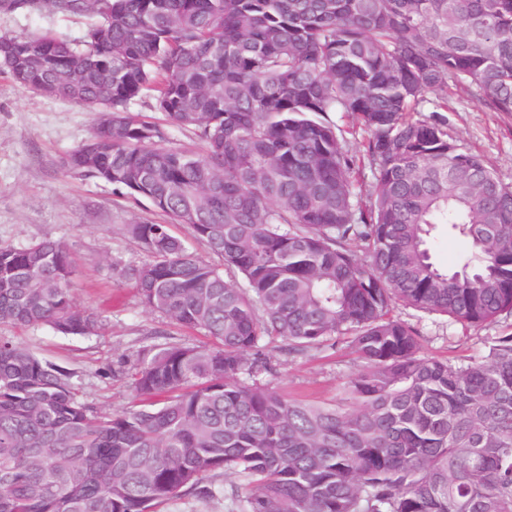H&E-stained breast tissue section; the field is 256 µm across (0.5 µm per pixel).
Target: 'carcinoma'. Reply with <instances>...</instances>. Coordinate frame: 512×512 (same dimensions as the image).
I'll list each match as a JSON object with an SVG mask.
<instances>
[{"instance_id": "carcinoma-1", "label": "carcinoma", "mask_w": 512, "mask_h": 512, "mask_svg": "<svg viewBox=\"0 0 512 512\" xmlns=\"http://www.w3.org/2000/svg\"><path fill=\"white\" fill-rule=\"evenodd\" d=\"M45 9L90 23L77 41L0 35V66L100 111L63 166L169 219L127 225L146 260L120 275L212 343L156 348L133 404L108 414L74 373L0 340V512H155L215 494L216 470L244 478V512H512V333L455 365L420 356L393 316L512 315V186L444 115L453 88L512 115V0H0ZM149 95L200 149L129 111ZM333 113L361 131L360 154ZM439 225L470 239L457 271L431 262ZM72 273L63 241L0 247V324L96 334L102 313L76 303ZM340 336L361 365L336 403L253 380L264 339L292 354Z\"/></svg>"}]
</instances>
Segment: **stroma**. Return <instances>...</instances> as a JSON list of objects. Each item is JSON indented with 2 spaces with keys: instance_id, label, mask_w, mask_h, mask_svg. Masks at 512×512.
I'll use <instances>...</instances> for the list:
<instances>
[{
  "instance_id": "35a3bbf8",
  "label": "stroma",
  "mask_w": 512,
  "mask_h": 512,
  "mask_svg": "<svg viewBox=\"0 0 512 512\" xmlns=\"http://www.w3.org/2000/svg\"><path fill=\"white\" fill-rule=\"evenodd\" d=\"M87 21L46 9L35 15L0 11V35L51 34L77 39ZM448 134L465 151L480 154L500 180L512 185V115L489 111L460 90L448 93ZM99 121L97 110L63 97L20 89L0 72V246L24 247L45 238L70 247L74 272L69 287L78 304L98 308L104 323L91 337L63 336L46 327L0 324V338L74 374L83 398L104 413L118 412L134 400L120 362L137 363L152 346H193L206 336L147 309L132 283L112 270L113 262L136 265L145 255L126 232L127 225L161 221L147 202L116 193L111 184L65 170L61 162L89 140ZM432 262L459 268L471 251L469 239L448 233L429 241ZM397 318L416 327L425 355L451 361L486 353L488 337L512 333V317L473 327L399 306ZM270 368L260 379L286 397L331 403L339 398L358 362L345 340L298 356L285 352L281 339L262 343ZM206 484L213 498L178 497L157 512H242V478L217 470Z\"/></svg>"
}]
</instances>
